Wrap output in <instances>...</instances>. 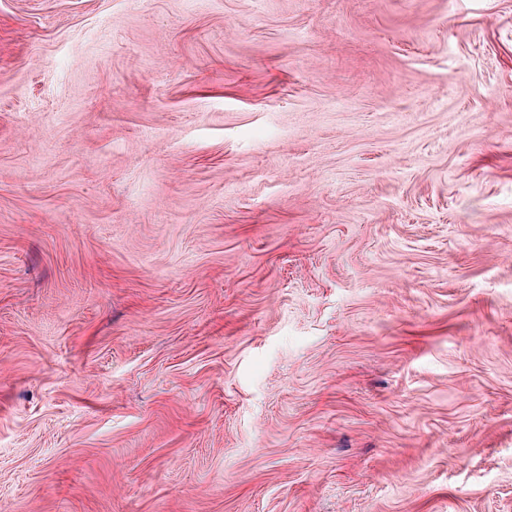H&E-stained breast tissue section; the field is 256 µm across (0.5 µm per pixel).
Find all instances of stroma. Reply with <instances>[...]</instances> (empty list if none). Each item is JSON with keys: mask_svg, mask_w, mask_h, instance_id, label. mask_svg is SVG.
I'll return each mask as SVG.
<instances>
[{"mask_svg": "<svg viewBox=\"0 0 512 512\" xmlns=\"http://www.w3.org/2000/svg\"><path fill=\"white\" fill-rule=\"evenodd\" d=\"M5 512H512V0H0Z\"/></svg>", "mask_w": 512, "mask_h": 512, "instance_id": "obj_1", "label": "stroma"}]
</instances>
